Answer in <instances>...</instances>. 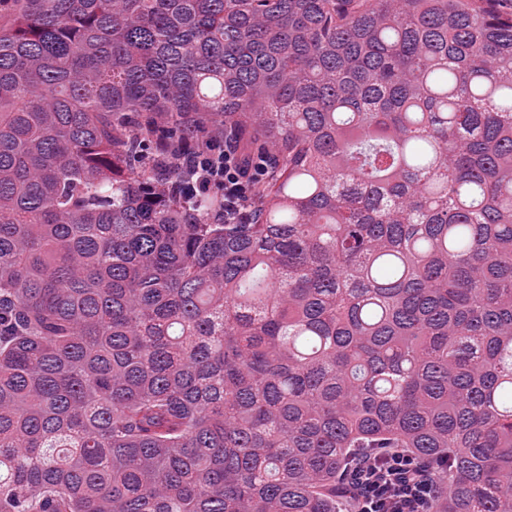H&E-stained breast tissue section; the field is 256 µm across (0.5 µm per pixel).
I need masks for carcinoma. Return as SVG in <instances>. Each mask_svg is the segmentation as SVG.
Listing matches in <instances>:
<instances>
[{"mask_svg": "<svg viewBox=\"0 0 512 512\" xmlns=\"http://www.w3.org/2000/svg\"><path fill=\"white\" fill-rule=\"evenodd\" d=\"M500 2L0 0V512H512ZM256 172V166L251 162L240 159L231 150H222L200 159L188 182V190L194 194H204L214 185L223 183L224 215L240 214L247 207V198L242 192L255 180ZM393 453L383 460L368 454L359 462L350 490V512H423L433 484L427 475Z\"/></svg>", "mask_w": 512, "mask_h": 512, "instance_id": "cac0c4a2", "label": "carcinoma"}]
</instances>
